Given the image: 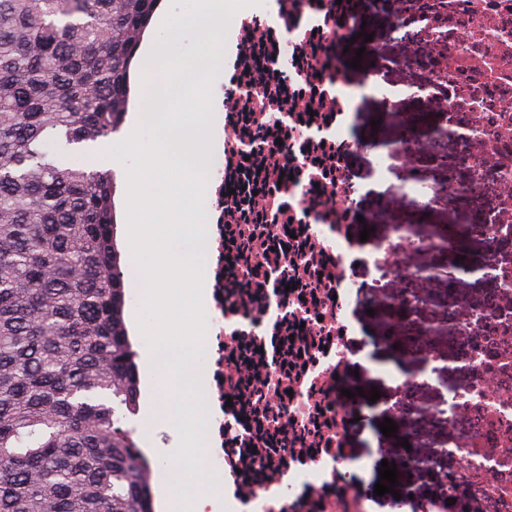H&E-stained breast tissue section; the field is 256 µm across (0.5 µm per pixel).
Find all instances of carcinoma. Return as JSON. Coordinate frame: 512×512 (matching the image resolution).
Here are the masks:
<instances>
[{
	"label": "carcinoma",
	"instance_id": "1",
	"mask_svg": "<svg viewBox=\"0 0 512 512\" xmlns=\"http://www.w3.org/2000/svg\"><path fill=\"white\" fill-rule=\"evenodd\" d=\"M160 0H0V512H154L115 171Z\"/></svg>",
	"mask_w": 512,
	"mask_h": 512
}]
</instances>
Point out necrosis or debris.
I'll list each match as a JSON object with an SVG mask.
<instances>
[{
	"label": "necrosis or debris",
	"mask_w": 512,
	"mask_h": 512,
	"mask_svg": "<svg viewBox=\"0 0 512 512\" xmlns=\"http://www.w3.org/2000/svg\"><path fill=\"white\" fill-rule=\"evenodd\" d=\"M277 2L276 21H242L232 79L211 91L225 139L204 202L218 215L206 256L207 457L248 512H370V491L345 469L357 414L347 346L362 313L393 309V327L438 290L454 317L417 336L427 366L444 358L432 344L440 330L456 340L448 397L425 409L448 439L402 462L437 471L447 512H512V0H402L383 32L403 48L394 66L424 74L440 122L394 137L379 168L417 164L428 141L450 143L466 178L419 187L409 207L454 198L479 211L468 237L485 250L477 293L433 265L449 247L440 227L420 235L398 216L359 239L358 105L337 93L367 19L357 0ZM360 250L368 283L348 272ZM411 253L420 263L403 265ZM442 456L453 466H439Z\"/></svg>",
	"instance_id": "1"
}]
</instances>
